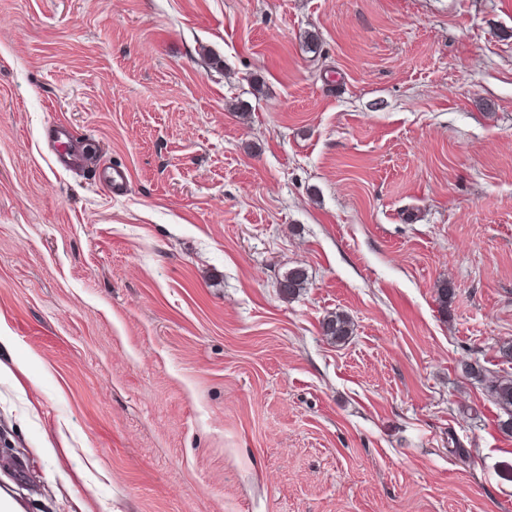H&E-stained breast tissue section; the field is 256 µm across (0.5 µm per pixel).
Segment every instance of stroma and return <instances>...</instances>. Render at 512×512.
Listing matches in <instances>:
<instances>
[{"label":"stroma","instance_id":"obj_1","mask_svg":"<svg viewBox=\"0 0 512 512\" xmlns=\"http://www.w3.org/2000/svg\"><path fill=\"white\" fill-rule=\"evenodd\" d=\"M0 330L19 512H512V0H0ZM307 280V273L303 267L289 268L278 282L279 292L284 298H293L306 288ZM352 322L343 312H335L324 318L322 322V331L324 336H328L335 342H342L352 333ZM487 388L494 402L508 416L507 420L500 421V428L512 434V379L492 381Z\"/></svg>","mask_w":512,"mask_h":512}]
</instances>
